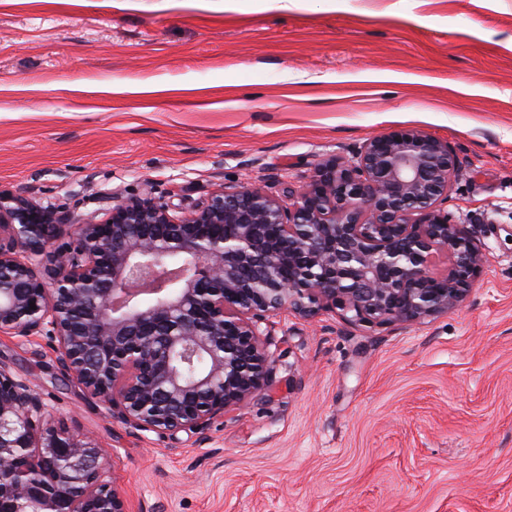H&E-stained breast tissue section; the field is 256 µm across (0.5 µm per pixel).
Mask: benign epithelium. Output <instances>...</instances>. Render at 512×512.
I'll use <instances>...</instances> for the list:
<instances>
[{
    "mask_svg": "<svg viewBox=\"0 0 512 512\" xmlns=\"http://www.w3.org/2000/svg\"><path fill=\"white\" fill-rule=\"evenodd\" d=\"M459 172L448 142L397 131L319 165L286 206L220 188L176 215L149 190L61 245L53 211L0 190V335L54 340L86 395L137 430L200 434L267 386L286 313L383 325L461 304L483 256L443 207ZM44 412L0 371V512H128L104 449Z\"/></svg>",
    "mask_w": 512,
    "mask_h": 512,
    "instance_id": "1",
    "label": "benign epithelium"
}]
</instances>
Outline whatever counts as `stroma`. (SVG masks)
Instances as JSON below:
<instances>
[{
  "label": "stroma",
  "mask_w": 512,
  "mask_h": 512,
  "mask_svg": "<svg viewBox=\"0 0 512 512\" xmlns=\"http://www.w3.org/2000/svg\"><path fill=\"white\" fill-rule=\"evenodd\" d=\"M402 129L461 162L447 208L484 263L456 309L282 317L271 381L195 435L130 427L49 339L0 335L129 512H512V0H0V188L74 218L101 192L279 195Z\"/></svg>",
  "instance_id": "obj_1"
}]
</instances>
